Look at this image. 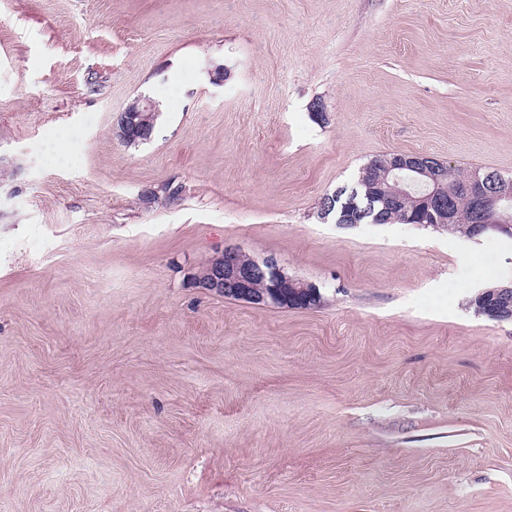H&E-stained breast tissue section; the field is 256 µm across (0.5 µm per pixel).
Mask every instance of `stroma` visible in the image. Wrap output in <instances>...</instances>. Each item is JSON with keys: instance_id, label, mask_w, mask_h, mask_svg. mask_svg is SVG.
<instances>
[{"instance_id": "obj_1", "label": "stroma", "mask_w": 512, "mask_h": 512, "mask_svg": "<svg viewBox=\"0 0 512 512\" xmlns=\"http://www.w3.org/2000/svg\"><path fill=\"white\" fill-rule=\"evenodd\" d=\"M389 153L512 174V0H0V512H512V238L319 218ZM157 106H160L157 103ZM155 102L144 97H137L116 119L119 138L132 145L150 140L155 126L154 112H158ZM159 113V112H158ZM243 253L239 246L225 247L224 265L211 266L198 275L194 279L197 288L226 297L248 298L257 305L287 308L312 292L310 288H316L288 277L273 257L247 261Z\"/></svg>"}]
</instances>
